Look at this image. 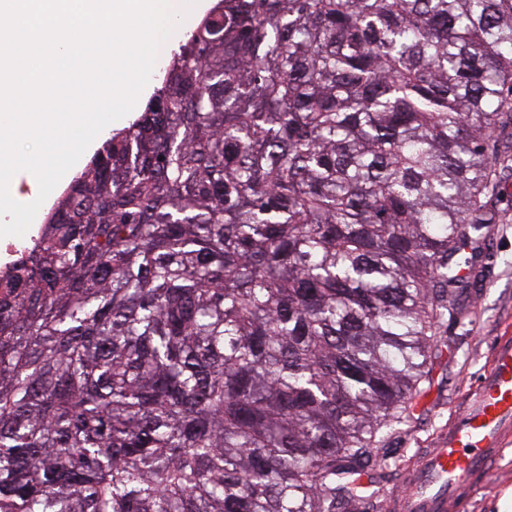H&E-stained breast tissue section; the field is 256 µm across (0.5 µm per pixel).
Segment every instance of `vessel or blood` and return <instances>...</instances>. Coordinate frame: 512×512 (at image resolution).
Masks as SVG:
<instances>
[{
	"mask_svg": "<svg viewBox=\"0 0 512 512\" xmlns=\"http://www.w3.org/2000/svg\"><path fill=\"white\" fill-rule=\"evenodd\" d=\"M512 442V338L494 348L492 364L477 382L471 406L406 484L401 512H452L464 486L487 475Z\"/></svg>",
	"mask_w": 512,
	"mask_h": 512,
	"instance_id": "obj_1",
	"label": "vessel or blood"
}]
</instances>
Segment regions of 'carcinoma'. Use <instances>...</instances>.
<instances>
[{
	"mask_svg": "<svg viewBox=\"0 0 512 512\" xmlns=\"http://www.w3.org/2000/svg\"><path fill=\"white\" fill-rule=\"evenodd\" d=\"M512 0H216L0 268V512H343L512 175Z\"/></svg>",
	"mask_w": 512,
	"mask_h": 512,
	"instance_id": "obj_1",
	"label": "carcinoma"
}]
</instances>
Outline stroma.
<instances>
[{
  "label": "stroma",
  "instance_id": "1",
  "mask_svg": "<svg viewBox=\"0 0 512 512\" xmlns=\"http://www.w3.org/2000/svg\"><path fill=\"white\" fill-rule=\"evenodd\" d=\"M500 206L506 213L491 225L477 286L461 291L470 314L464 324L449 326L438 342L429 383L412 402L411 420L393 424L375 443L369 473L373 484L351 512H392L407 474L438 447L462 410L470 390L488 369L495 343L512 337V180ZM512 489V443L492 464L486 478L474 480L458 512H499L498 502Z\"/></svg>",
  "mask_w": 512,
  "mask_h": 512
}]
</instances>
